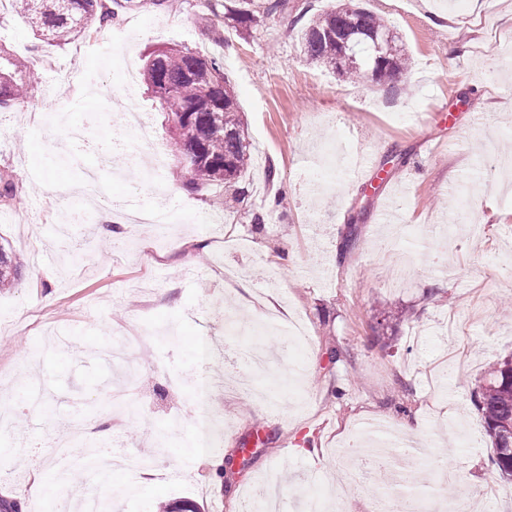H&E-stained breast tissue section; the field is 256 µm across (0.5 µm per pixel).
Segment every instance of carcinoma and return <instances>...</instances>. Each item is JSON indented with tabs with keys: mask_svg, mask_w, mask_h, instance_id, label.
<instances>
[{
	"mask_svg": "<svg viewBox=\"0 0 512 512\" xmlns=\"http://www.w3.org/2000/svg\"><path fill=\"white\" fill-rule=\"evenodd\" d=\"M235 21H254V0H237ZM19 8L32 31L59 44L86 36L111 12L101 0H22ZM306 58L347 79L371 73L375 82L394 80L407 59L388 24L359 0H341L313 17L301 34ZM28 66L0 55V107L24 104ZM143 79L158 99L175 151L184 162L186 186H236L251 157L240 112L224 67L216 58L187 48L168 47L147 56ZM23 278V265L0 244V288ZM484 436L495 453L499 474L512 477V357L490 364L478 392Z\"/></svg>",
	"mask_w": 512,
	"mask_h": 512,
	"instance_id": "carcinoma-1",
	"label": "carcinoma"
}]
</instances>
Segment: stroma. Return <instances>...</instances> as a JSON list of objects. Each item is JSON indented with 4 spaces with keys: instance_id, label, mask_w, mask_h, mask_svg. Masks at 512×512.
Here are the masks:
<instances>
[{
    "instance_id": "stroma-1",
    "label": "stroma",
    "mask_w": 512,
    "mask_h": 512,
    "mask_svg": "<svg viewBox=\"0 0 512 512\" xmlns=\"http://www.w3.org/2000/svg\"><path fill=\"white\" fill-rule=\"evenodd\" d=\"M231 3L137 0L93 38L61 46L0 5V45L33 63L24 106L0 110V175L15 185L0 197V242L26 269L0 291V404L14 414L0 429V497L61 512L52 449L70 445L79 459L72 431L86 426L94 446L152 459L143 475L112 471L113 512H159L176 498L248 512L273 469L285 512L338 489L327 512H372L354 486L358 461L336 452L375 419L417 425L401 488L426 507L478 494L488 512H512V481L495 470L475 404L489 364L512 355V184L490 168L512 158V22L495 0H364L398 34L408 72L352 83L306 61L293 23L294 7L314 15L338 0H288V11L237 28L224 18ZM169 46L224 65L252 145L243 201L220 185L187 187L157 99L140 77L125 85L127 68L140 74L149 51ZM42 59L145 112L150 144ZM65 122L83 127V146L63 138ZM124 142L159 152L160 172L125 167ZM325 148L373 157L380 178L308 188L300 173ZM89 170L113 208L134 198L169 211L167 238L117 217L102 231L97 209L58 237L55 216L73 208ZM293 314L310 336L285 352ZM117 332L139 336L130 378L100 354ZM251 347L272 358L257 383L278 404L237 390ZM205 370L224 384L202 410ZM23 379L43 388L38 412L13 404Z\"/></svg>"
}]
</instances>
